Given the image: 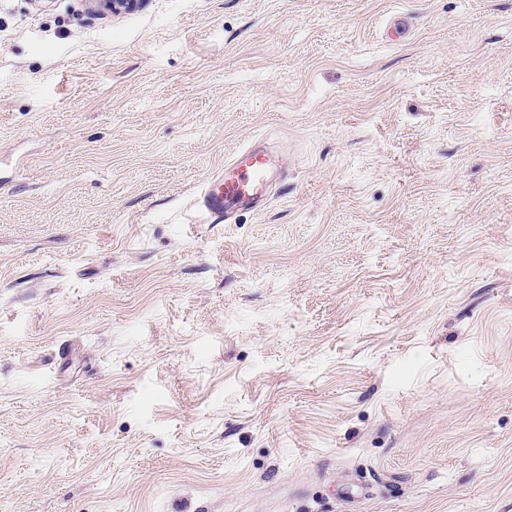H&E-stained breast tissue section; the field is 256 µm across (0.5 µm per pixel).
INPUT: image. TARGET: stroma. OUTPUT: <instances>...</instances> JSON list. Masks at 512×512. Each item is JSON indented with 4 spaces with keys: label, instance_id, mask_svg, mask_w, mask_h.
<instances>
[{
    "label": "stroma",
    "instance_id": "obj_1",
    "mask_svg": "<svg viewBox=\"0 0 512 512\" xmlns=\"http://www.w3.org/2000/svg\"><path fill=\"white\" fill-rule=\"evenodd\" d=\"M0 512H512V0H0ZM288 159L274 157L265 144H253L224 162V171L212 176L202 192L208 223L232 224L241 212L261 213L278 183L288 176Z\"/></svg>",
    "mask_w": 512,
    "mask_h": 512
}]
</instances>
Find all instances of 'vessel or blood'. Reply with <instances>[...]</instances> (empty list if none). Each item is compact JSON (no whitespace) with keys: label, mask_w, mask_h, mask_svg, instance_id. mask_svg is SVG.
Here are the masks:
<instances>
[{"label":"vessel or blood","mask_w":512,"mask_h":512,"mask_svg":"<svg viewBox=\"0 0 512 512\" xmlns=\"http://www.w3.org/2000/svg\"><path fill=\"white\" fill-rule=\"evenodd\" d=\"M288 167L287 158L274 156L261 143L236 152L202 192L208 223L231 224L239 213L265 211L276 186L287 177Z\"/></svg>","instance_id":"b4317fda"}]
</instances>
